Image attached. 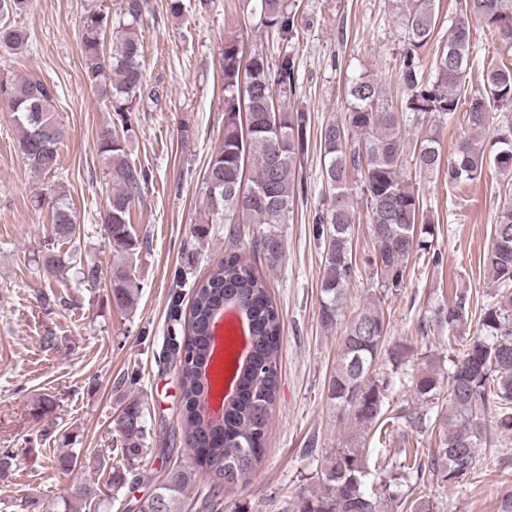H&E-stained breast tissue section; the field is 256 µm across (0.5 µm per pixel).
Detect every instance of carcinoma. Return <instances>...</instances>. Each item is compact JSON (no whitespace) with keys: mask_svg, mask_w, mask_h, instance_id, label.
<instances>
[{"mask_svg":"<svg viewBox=\"0 0 512 512\" xmlns=\"http://www.w3.org/2000/svg\"><path fill=\"white\" fill-rule=\"evenodd\" d=\"M32 6V0H0V52L17 54L31 35L15 25ZM146 0H118L115 13L100 8L85 11L78 30L83 58V78L113 112L112 121L97 137L98 156L112 183L102 216L104 242L112 251L109 271L110 298L120 311L134 307L139 286L134 260L144 247L133 222L135 196L151 181L150 171L131 160L128 153L133 114L145 90L143 73V22ZM409 44L426 45L434 35L438 15L435 0H406L398 6ZM254 13L262 26L286 41L297 35L296 4L289 0H256ZM497 32L512 48V0H464V17L451 26L448 40L438 48L434 78L423 77L415 57L405 55L401 80L407 98L401 110L384 102L377 80L362 76L346 86L349 112L345 123L326 124L320 132L323 177L329 202L313 219V233L323 247L324 277L319 298L322 326L332 329L343 313L345 290L360 274L353 262V197L365 203L376 250L365 263L380 276L382 291L348 322L340 336L336 366L328 382V400L340 418L351 421V442L333 450L314 475L318 488L301 494L289 512H382L383 500L397 501L403 512H433L431 501L414 495L430 481L452 486L471 477L481 448L492 444L483 428L486 416L496 411L504 426L512 428V203L496 220L491 242L483 256L497 283L495 303L475 309L471 294L455 289L434 305L431 316L420 323L422 335L448 339V355L427 354L423 366L408 378L409 389L428 408L390 407L394 373L403 353L390 357L392 373L378 368L385 345L383 302L389 293L405 287L406 268L413 253H423L434 266L443 264L434 247L435 226L420 221L422 201L407 177V164L421 173L443 175L454 188L479 180L490 163L512 181V124L502 131L495 155L486 151L483 133L494 112L512 108V65L490 63L482 72L483 89L468 96L465 83L473 65L475 43L469 19ZM112 34V47L106 36ZM224 86V138L211 155L203 174L208 213L229 225L230 239L251 235L252 248L263 256L267 270L282 262L285 244L278 225L286 223L303 191L299 169L307 152L308 119L303 111L286 108L296 92V60L288 51L270 62L263 54L245 60L237 41L228 38L222 55ZM57 86L34 77L0 71V109L12 115L19 150L31 168L44 176H57L58 147L63 129L55 118ZM465 109V131L446 159L438 120ZM420 133L405 143L406 123ZM361 173L360 183H350V173ZM35 202L52 212L51 236L42 250L43 275L64 279L78 268L80 282L95 285L101 270L84 262L78 253L61 252L59 243L72 240L76 227L73 207L64 187L50 182L38 191ZM249 228H243V225ZM184 274L173 276L168 310L169 332L180 342L171 353L178 365L183 403V443L193 454L194 467L173 465L164 480L135 505L136 512H183L182 497L204 475L192 496L198 512H224V492L243 485L263 460V443L279 390L282 323L262 273L230 252L210 274L193 285V299L181 307L179 288ZM237 309L247 322L250 350L239 360L231 356L237 391L224 397V415L209 420L199 403L211 389V322L225 307ZM479 318V334L471 337L462 356L453 342L458 332ZM451 408L440 410L441 396ZM395 411L417 433L436 438L437 447L412 448L397 458L365 448L370 434ZM119 436L121 463L110 472L109 485L117 492L140 482L141 463L150 454L148 429L139 401L127 402L114 420ZM56 469L68 472L82 467L79 454L62 449L53 456ZM95 490L84 483L70 489L63 512Z\"/></svg>","mask_w":512,"mask_h":512,"instance_id":"1","label":"carcinoma"}]
</instances>
